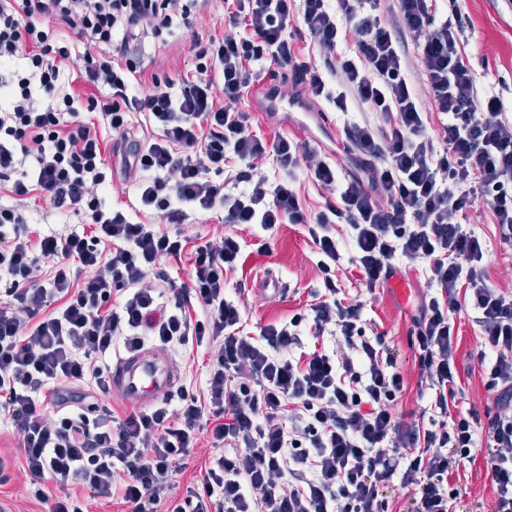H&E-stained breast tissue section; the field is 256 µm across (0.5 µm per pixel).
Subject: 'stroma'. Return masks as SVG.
Instances as JSON below:
<instances>
[{
    "label": "stroma",
    "mask_w": 512,
    "mask_h": 512,
    "mask_svg": "<svg viewBox=\"0 0 512 512\" xmlns=\"http://www.w3.org/2000/svg\"><path fill=\"white\" fill-rule=\"evenodd\" d=\"M433 9L440 21L456 13L467 18L464 58L483 91L499 96L505 112L512 116V0H434ZM190 39L186 31L176 32L165 45L149 39L148 49L155 53L156 60L146 63V74L171 77L194 74L196 60L189 51ZM25 208L36 220L30 235L34 242L44 233H67L87 225L84 214L72 212L61 217L49 212L44 199L36 195L26 202ZM465 227L475 231L484 243L490 283L504 292H511L512 242L501 239L491 211L484 204H476L467 213ZM236 233L245 247L246 261L242 267L229 272L226 292L243 304L248 331L255 333L260 326L287 321L288 317L305 309L313 291L321 286L316 248L306 227L284 224L265 233L256 226H240ZM260 237L269 246L264 255L257 254L253 247ZM338 246L342 254L337 272L341 296L349 304L362 302L368 329L382 334L397 352L406 389L396 411L405 422L420 421L428 402L423 397L425 388L419 383L409 336L423 297L429 291L425 273L397 268V276L404 279L411 290L408 300L401 303L393 297L390 287L367 290L350 261L347 231H340ZM269 271L285 283L283 297L268 299L253 294L252 281ZM455 328L460 366L456 404L463 411L473 407L482 413L495 412V394L486 390L480 377L478 358L482 341L473 312L465 308L457 313ZM0 459L5 461V472L10 476L9 482L0 486V512H48V505L37 502L21 478L24 455L20 439L4 420H0ZM451 484L460 492L456 501L458 512H491L495 493L484 454H477L475 461L455 471Z\"/></svg>",
    "instance_id": "obj_1"
}]
</instances>
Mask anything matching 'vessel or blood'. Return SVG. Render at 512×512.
I'll return each instance as SVG.
<instances>
[{
  "mask_svg": "<svg viewBox=\"0 0 512 512\" xmlns=\"http://www.w3.org/2000/svg\"><path fill=\"white\" fill-rule=\"evenodd\" d=\"M257 112H289L297 117L298 126L307 123L328 124L324 112H314L300 100L280 94L263 92L251 102ZM181 379V368L168 353L158 346H144L113 361L108 380L110 390L128 405L144 409L154 405L165 393L171 391Z\"/></svg>",
  "mask_w": 512,
  "mask_h": 512,
  "instance_id": "b4317fda",
  "label": "vessel or blood"
}]
</instances>
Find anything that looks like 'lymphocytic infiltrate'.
Masks as SVG:
<instances>
[{
	"label": "lymphocytic infiltrate",
	"mask_w": 512,
	"mask_h": 512,
	"mask_svg": "<svg viewBox=\"0 0 512 512\" xmlns=\"http://www.w3.org/2000/svg\"><path fill=\"white\" fill-rule=\"evenodd\" d=\"M199 2L0 0V191L39 193L92 227L34 245L29 217L0 205V415L22 440L26 483L50 512H86L72 486L120 497L126 512H389L398 485L411 493L406 512H451L459 491L449 478L482 450L493 512H512V293L489 283L483 244L464 227L481 200L512 241V117L466 63L460 20H437L432 0H396L388 21L380 0H224L234 33L203 35L193 30ZM297 17L314 54L294 48ZM179 25L193 32L195 75L142 87L146 37ZM347 42L353 53L342 52ZM274 66L284 70L275 91L365 112L343 129L347 176L323 149L255 132L252 73ZM425 97L443 117L434 136ZM140 122L153 135L121 162L134 175V217L109 202L107 141L125 142ZM301 173L326 196L319 210L299 196ZM218 211L231 230L202 243L160 228ZM286 223L307 226L323 288L253 336L224 293L243 256L233 229ZM340 224L367 289L397 262L425 269L432 294L413 347L433 392L429 424L395 412L397 356L367 335L362 303L339 296ZM185 254L186 283L162 267ZM466 304L481 329L484 385L497 394L485 419L449 410L453 316ZM146 322L162 343L206 348L203 394L183 387L148 411L88 416L91 392L109 391L114 346H141ZM305 327L337 336L336 348L291 357ZM203 438L204 474L174 501L172 479ZM50 483L61 497L49 498Z\"/></svg>",
	"instance_id": "lymphocytic-infiltrate-1"
}]
</instances>
